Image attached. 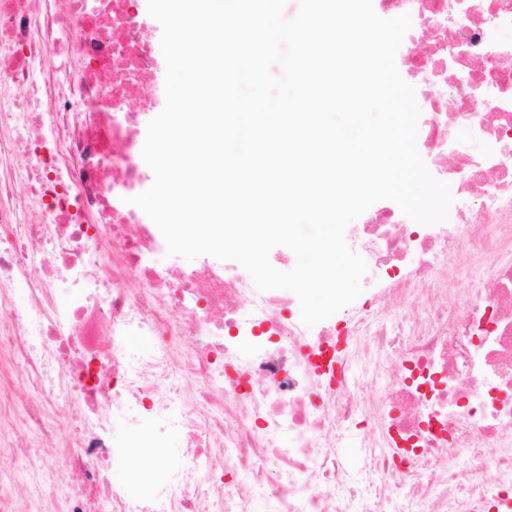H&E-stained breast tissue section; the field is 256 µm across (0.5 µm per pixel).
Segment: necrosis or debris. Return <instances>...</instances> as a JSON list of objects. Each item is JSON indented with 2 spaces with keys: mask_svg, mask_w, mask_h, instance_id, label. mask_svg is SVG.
<instances>
[{
  "mask_svg": "<svg viewBox=\"0 0 512 512\" xmlns=\"http://www.w3.org/2000/svg\"><path fill=\"white\" fill-rule=\"evenodd\" d=\"M378 3L411 17L398 65L457 197L348 225L376 285L309 327L129 202L165 106L147 0H0V356L29 433L0 422V512H512V0Z\"/></svg>",
  "mask_w": 512,
  "mask_h": 512,
  "instance_id": "1",
  "label": "necrosis or debris"
}]
</instances>
